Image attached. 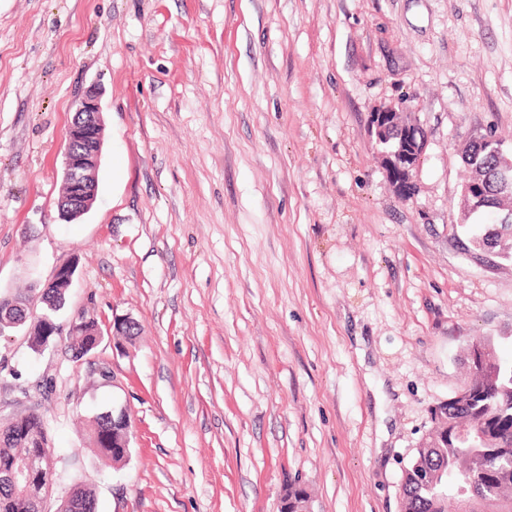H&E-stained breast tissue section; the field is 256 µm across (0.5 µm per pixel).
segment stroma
<instances>
[{
  "instance_id": "obj_1",
  "label": "stroma",
  "mask_w": 512,
  "mask_h": 512,
  "mask_svg": "<svg viewBox=\"0 0 512 512\" xmlns=\"http://www.w3.org/2000/svg\"><path fill=\"white\" fill-rule=\"evenodd\" d=\"M102 90L98 192L59 214L68 124ZM426 133L409 201L369 136ZM473 133L512 147V0H0V292L76 260L59 323L141 327L75 360L0 337V418L38 410L56 512H401L468 349L512 357V264L467 253ZM126 409L130 455L82 423ZM57 512H96V499L92 490L76 486L61 502Z\"/></svg>"
}]
</instances>
